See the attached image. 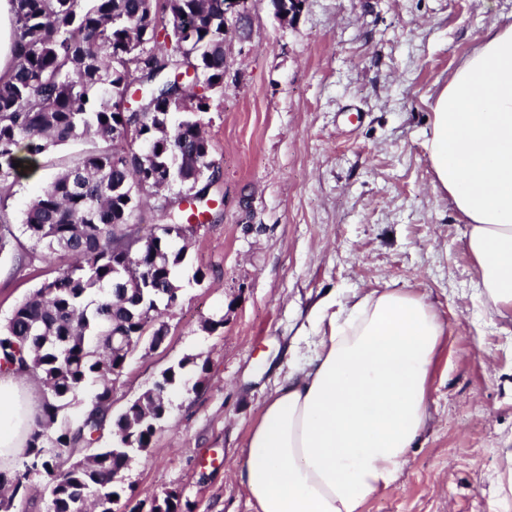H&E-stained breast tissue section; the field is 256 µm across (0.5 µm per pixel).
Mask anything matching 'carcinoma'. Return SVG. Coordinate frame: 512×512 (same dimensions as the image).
Returning a JSON list of instances; mask_svg holds the SVG:
<instances>
[{
	"label": "carcinoma",
	"instance_id": "cac0c4a2",
	"mask_svg": "<svg viewBox=\"0 0 512 512\" xmlns=\"http://www.w3.org/2000/svg\"><path fill=\"white\" fill-rule=\"evenodd\" d=\"M12 2L14 72L0 81V254L22 247L4 214L21 176L72 141L100 145L38 189L23 213L29 250L72 262L0 331V372L35 374L43 386L25 447L0 468V491L9 492L0 496V512H12L33 474L44 480L50 512H74L77 498L108 512L129 452L150 447L165 404L155 390L146 392L113 421L116 446L97 449L111 417L112 385L139 350V337L165 335L159 304L169 310L179 301L174 268L185 255L173 243L191 232L189 211L166 224L136 217L149 200L163 216L173 207L167 192L199 196L202 180H216L212 144L193 114L224 89V0ZM189 68L198 92L175 80ZM133 72L147 90L140 113L122 107ZM128 285L140 292L125 302ZM187 364L166 370L155 385L175 388ZM92 383V409L60 418Z\"/></svg>",
	"mask_w": 512,
	"mask_h": 512
}]
</instances>
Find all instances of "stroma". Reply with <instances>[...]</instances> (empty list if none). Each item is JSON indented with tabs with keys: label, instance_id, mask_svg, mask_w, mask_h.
Here are the masks:
<instances>
[{
	"label": "stroma",
	"instance_id": "obj_1",
	"mask_svg": "<svg viewBox=\"0 0 512 512\" xmlns=\"http://www.w3.org/2000/svg\"><path fill=\"white\" fill-rule=\"evenodd\" d=\"M512 0H303L296 18L248 0L228 18L224 91L197 113L222 171L209 223L175 270L166 337L117 378L112 412L183 366L147 451L121 474L130 503L177 492L183 512H252L236 478L266 397L313 352L314 305L387 286L425 295L448 325L430 417L394 487L364 512H512V311L483 305L469 226L432 184L429 101ZM40 157L5 212L92 148ZM67 259L0 255V325ZM205 372H198V365Z\"/></svg>",
	"mask_w": 512,
	"mask_h": 512
}]
</instances>
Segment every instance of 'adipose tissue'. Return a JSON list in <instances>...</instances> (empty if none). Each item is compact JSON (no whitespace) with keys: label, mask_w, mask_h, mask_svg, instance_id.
Returning <instances> with one entry per match:
<instances>
[{"label":"adipose tissue","mask_w":512,"mask_h":512,"mask_svg":"<svg viewBox=\"0 0 512 512\" xmlns=\"http://www.w3.org/2000/svg\"><path fill=\"white\" fill-rule=\"evenodd\" d=\"M436 187L467 219L489 309H512V23L492 26L430 103ZM311 357L276 382L237 477L254 512H363L390 490L429 418L446 324L425 296L381 288L319 303ZM31 397L0 373V456L20 451Z\"/></svg>","instance_id":"adipose-tissue-1"}]
</instances>
